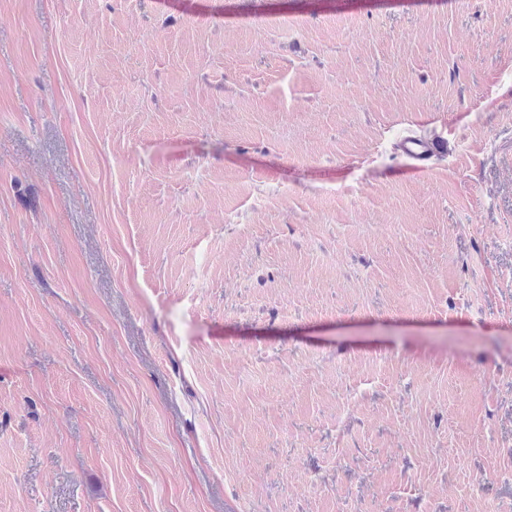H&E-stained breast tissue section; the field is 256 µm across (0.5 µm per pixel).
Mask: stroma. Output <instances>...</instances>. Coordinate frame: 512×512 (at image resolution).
Masks as SVG:
<instances>
[{
    "label": "stroma",
    "instance_id": "obj_1",
    "mask_svg": "<svg viewBox=\"0 0 512 512\" xmlns=\"http://www.w3.org/2000/svg\"><path fill=\"white\" fill-rule=\"evenodd\" d=\"M0 512H512V0H0ZM402 154L413 161L411 170L420 175H428L430 166L427 161L430 157L446 152L448 150V142L438 137H407L401 144Z\"/></svg>",
    "mask_w": 512,
    "mask_h": 512
}]
</instances>
